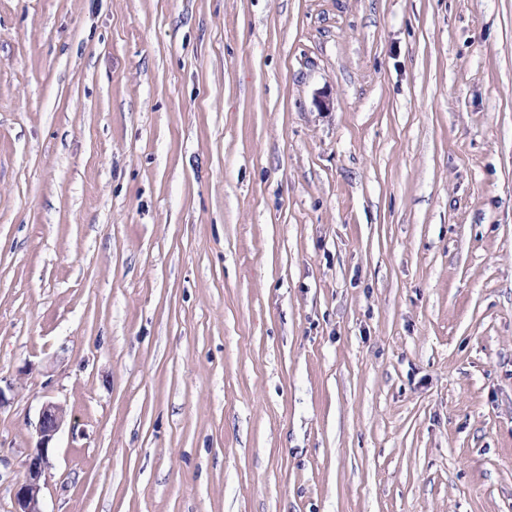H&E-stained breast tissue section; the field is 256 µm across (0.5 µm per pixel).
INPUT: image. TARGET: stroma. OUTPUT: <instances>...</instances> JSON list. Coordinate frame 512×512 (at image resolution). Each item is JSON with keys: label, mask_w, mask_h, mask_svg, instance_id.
Wrapping results in <instances>:
<instances>
[{"label": "stroma", "mask_w": 512, "mask_h": 512, "mask_svg": "<svg viewBox=\"0 0 512 512\" xmlns=\"http://www.w3.org/2000/svg\"><path fill=\"white\" fill-rule=\"evenodd\" d=\"M0 512H512V0H0ZM65 408L53 401L42 404L34 425L37 443L31 452L23 480L18 484L15 498V512H43L41 490L42 478L49 464L50 443L62 429L66 421Z\"/></svg>", "instance_id": "obj_1"}]
</instances>
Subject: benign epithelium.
<instances>
[{"instance_id": "7a95c632", "label": "benign epithelium", "mask_w": 512, "mask_h": 512, "mask_svg": "<svg viewBox=\"0 0 512 512\" xmlns=\"http://www.w3.org/2000/svg\"><path fill=\"white\" fill-rule=\"evenodd\" d=\"M66 421L65 408L53 401L42 404L34 425L37 443L31 452L23 480L18 484L15 512H43L41 490L42 478L49 464V445Z\"/></svg>"}]
</instances>
